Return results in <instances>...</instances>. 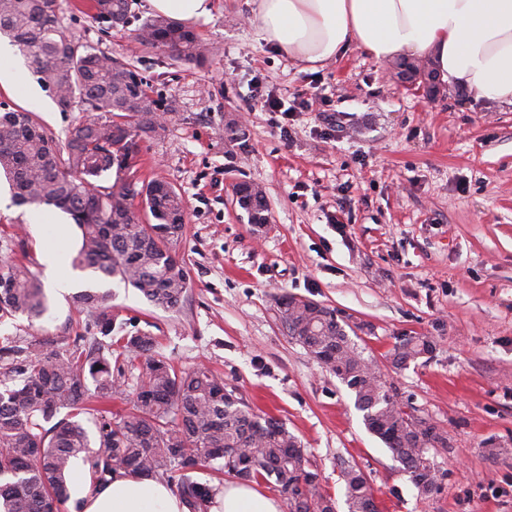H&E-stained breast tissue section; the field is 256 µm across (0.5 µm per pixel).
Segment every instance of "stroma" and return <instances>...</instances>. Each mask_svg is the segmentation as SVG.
<instances>
[{
  "mask_svg": "<svg viewBox=\"0 0 512 512\" xmlns=\"http://www.w3.org/2000/svg\"><path fill=\"white\" fill-rule=\"evenodd\" d=\"M91 0H61L60 19L89 50L131 63L152 98L170 104L159 134L139 142L140 174L170 182L186 203L178 248L190 269L179 308L151 306L112 280V305L129 331L153 333L176 367L203 363L256 412L302 441L323 489L345 512L344 465H358L380 512H512V105L445 82L432 96L401 82L392 61L357 48L305 69L265 41L256 0H214L194 22L205 64L174 61L137 34L153 12L133 0L122 30L91 18ZM276 98L284 112L269 111ZM0 104L34 112L58 139L83 119L48 92L0 86ZM261 186L270 222L249 224L234 184ZM0 183V256L40 278L49 309L0 335L72 342L87 314L54 288L44 263L72 291L80 238L69 217L10 202ZM283 294L335 309L403 402L448 435L427 456L437 492L423 497L371 434L352 392L293 341L276 317ZM433 351L404 366L400 336Z\"/></svg>",
  "mask_w": 512,
  "mask_h": 512,
  "instance_id": "35a3bbf8",
  "label": "stroma"
}]
</instances>
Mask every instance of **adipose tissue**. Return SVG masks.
<instances>
[{"instance_id":"1","label":"adipose tissue","mask_w":512,"mask_h":512,"mask_svg":"<svg viewBox=\"0 0 512 512\" xmlns=\"http://www.w3.org/2000/svg\"><path fill=\"white\" fill-rule=\"evenodd\" d=\"M264 39L316 67L357 47L378 60L427 58L436 73L481 98L512 105V0H258ZM81 512H187L165 482L120 475L92 488L71 472ZM210 512H281L248 483H228Z\"/></svg>"}]
</instances>
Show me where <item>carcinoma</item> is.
I'll use <instances>...</instances> for the list:
<instances>
[{
	"mask_svg": "<svg viewBox=\"0 0 512 512\" xmlns=\"http://www.w3.org/2000/svg\"><path fill=\"white\" fill-rule=\"evenodd\" d=\"M133 0H93L92 19L114 29L127 24ZM60 0H0V37H6L62 112L83 104L96 119L76 124L65 141L47 134L32 113L0 110V175L18 205L67 214L81 232L73 266L136 288L154 307L174 310L189 283L177 255L186 218L182 197L167 181L139 184V139L161 130L152 119L158 102L148 84L123 60L105 62L61 24ZM151 47L186 63H198L206 48L181 23L157 15L138 34ZM397 75L432 93V72L403 62ZM248 221L267 223L265 192L236 186ZM141 198L155 220L142 224L133 208ZM74 303L90 321L72 343L49 348L38 339L0 336V512H58L70 498L67 476L75 459L89 467L94 487L115 475L157 478L183 499L188 512H209L223 484L198 481L213 469L239 481H265L283 493L305 479L307 491L287 499L288 512H336L312 471L306 449L277 419L254 412L208 367L176 370L156 351L150 332L123 331L112 314L109 288L76 293ZM278 319L353 393L367 429L391 452L425 497L440 474L427 450L447 447L435 425L406 411L371 358L364 356L339 323L336 311L291 295L276 299ZM47 311L44 288L29 270L0 260V323ZM120 337L112 336L113 332ZM142 360L133 400L123 414L90 408L123 395L125 370L112 368V346ZM432 350L420 336H400L393 361L404 365ZM88 414L95 431L80 416ZM347 512H367L374 491L362 470H341Z\"/></svg>",
	"mask_w": 512,
	"mask_h": 512,
	"instance_id": "cac0c4a2",
	"label": "carcinoma"
}]
</instances>
